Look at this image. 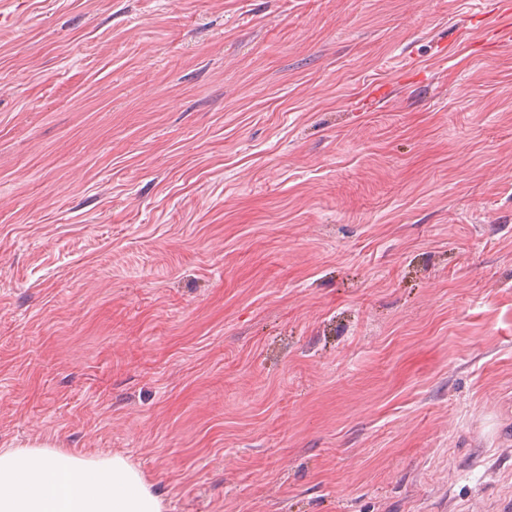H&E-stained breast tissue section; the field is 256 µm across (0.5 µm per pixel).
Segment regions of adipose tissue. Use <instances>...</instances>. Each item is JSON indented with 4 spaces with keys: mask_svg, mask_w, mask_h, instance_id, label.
I'll list each match as a JSON object with an SVG mask.
<instances>
[{
    "mask_svg": "<svg viewBox=\"0 0 512 512\" xmlns=\"http://www.w3.org/2000/svg\"><path fill=\"white\" fill-rule=\"evenodd\" d=\"M0 512H167V503L122 455L30 444L0 448Z\"/></svg>",
    "mask_w": 512,
    "mask_h": 512,
    "instance_id": "1",
    "label": "adipose tissue"
}]
</instances>
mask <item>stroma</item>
I'll return each mask as SVG.
<instances>
[{"label": "stroma", "instance_id": "stroma-1", "mask_svg": "<svg viewBox=\"0 0 512 512\" xmlns=\"http://www.w3.org/2000/svg\"><path fill=\"white\" fill-rule=\"evenodd\" d=\"M485 14L0 0V448L125 456L168 512H512Z\"/></svg>", "mask_w": 512, "mask_h": 512}]
</instances>
